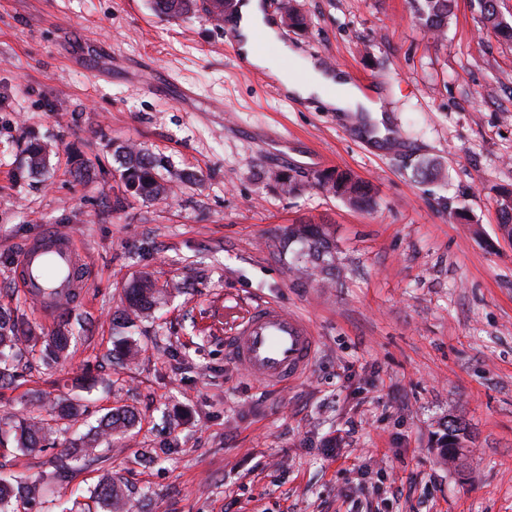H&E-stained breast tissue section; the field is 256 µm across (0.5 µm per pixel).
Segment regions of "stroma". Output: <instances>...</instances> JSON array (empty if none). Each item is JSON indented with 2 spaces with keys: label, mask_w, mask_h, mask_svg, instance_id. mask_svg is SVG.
I'll list each match as a JSON object with an SVG mask.
<instances>
[{
  "label": "stroma",
  "mask_w": 512,
  "mask_h": 512,
  "mask_svg": "<svg viewBox=\"0 0 512 512\" xmlns=\"http://www.w3.org/2000/svg\"><path fill=\"white\" fill-rule=\"evenodd\" d=\"M293 3L304 26L272 10L280 42L266 53L297 72L285 44L364 79L411 152L374 154L338 113L242 70L204 0L178 19L151 0H0V308L39 335L76 336L67 359L34 346L0 382V419L70 399L84 434L111 408L139 414L78 469L56 466L65 433L26 454L0 443L1 473L47 479L19 512L88 502L108 473L137 512H512V241L498 219L512 191V41L472 0H454L440 33L411 0ZM156 80L166 95L143 91ZM32 134L48 146L43 176L21 171ZM116 143L160 158L169 195L123 194ZM330 169L368 185L372 207L319 187ZM51 224L75 237L88 279L55 317L13 276ZM292 224L328 229L332 278L301 271ZM143 274L164 293L127 330L137 360H110L112 319ZM265 301L319 340L290 385L251 381L225 353ZM87 373L101 385L78 387ZM451 417L467 426L453 462L436 449Z\"/></svg>",
  "instance_id": "stroma-1"
}]
</instances>
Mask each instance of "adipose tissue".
Returning <instances> with one entry per match:
<instances>
[{"mask_svg":"<svg viewBox=\"0 0 512 512\" xmlns=\"http://www.w3.org/2000/svg\"><path fill=\"white\" fill-rule=\"evenodd\" d=\"M234 23L239 48L245 57L252 65L277 73L287 95L318 98L327 109L350 113L374 138L386 136L388 118L379 97L362 91L347 74L325 70L319 62L300 58L291 49L287 52L289 59L297 61L303 70L302 76L295 77L282 71L277 59L255 51V32H263L270 42L278 39L275 24L269 21L262 0H241Z\"/></svg>","mask_w":512,"mask_h":512,"instance_id":"obj_1","label":"adipose tissue"}]
</instances>
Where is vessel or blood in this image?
<instances>
[{
    "label": "vessel or blood",
    "mask_w": 512,
    "mask_h": 512,
    "mask_svg": "<svg viewBox=\"0 0 512 512\" xmlns=\"http://www.w3.org/2000/svg\"><path fill=\"white\" fill-rule=\"evenodd\" d=\"M14 269L24 296L40 313H58L85 296L83 257L72 237L56 229H45L28 242ZM228 349L248 379L287 384L308 373L317 342L304 320L267 302L251 309L231 334Z\"/></svg>",
    "instance_id": "obj_1"
}]
</instances>
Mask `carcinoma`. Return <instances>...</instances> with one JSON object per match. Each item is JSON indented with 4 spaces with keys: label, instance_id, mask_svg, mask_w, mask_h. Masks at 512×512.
I'll use <instances>...</instances> for the list:
<instances>
[{
    "label": "carcinoma",
    "instance_id": "carcinoma-1",
    "mask_svg": "<svg viewBox=\"0 0 512 512\" xmlns=\"http://www.w3.org/2000/svg\"><path fill=\"white\" fill-rule=\"evenodd\" d=\"M416 13L424 27L433 30L444 26L451 13V0H414ZM483 19L493 28L512 36V24L499 18L497 0H474ZM196 0H153L155 12L167 18H179L195 10ZM121 178L137 185L139 196L155 199L166 193V187L158 180L157 169L160 162L133 147L122 146L116 150ZM30 165L27 173L40 172L46 166V150L43 144L34 140L25 148ZM329 190L336 196L345 199L350 205L367 208L372 199L367 185L343 172L335 173V182ZM288 238L307 244L304 258L313 267L323 273L336 267V256L330 246L327 234L321 225L292 224L288 227ZM161 293L152 280L141 278L125 289L127 307L122 312L125 323L132 322L131 315L150 311ZM35 340L33 330L21 314H7L0 311V381L12 378L9 372L11 362L23 356L22 344ZM71 337L59 331L44 340V356L50 360L59 359L69 349ZM116 352L126 361L133 360L138 354L136 343L129 338L114 341ZM80 418L79 410L71 403L62 402L55 409L54 422L39 416H27L19 419L11 426L13 439L17 448L32 451L54 431L59 429V422L64 421L73 426ZM136 423V414L131 409L122 407L110 410L97 426L96 433L110 439L114 435H124ZM464 428L456 418L446 422L443 433L438 438L441 447L453 454L455 439L463 435ZM94 439L87 435L78 438L72 444V451L66 455L69 463H78L89 454ZM41 480L30 482L9 475L0 476V512H14V503L19 500H34L41 494ZM93 499L102 512H119L128 501V494L121 483L106 475L100 479L93 491Z\"/></svg>",
    "mask_w": 512,
    "mask_h": 512
}]
</instances>
